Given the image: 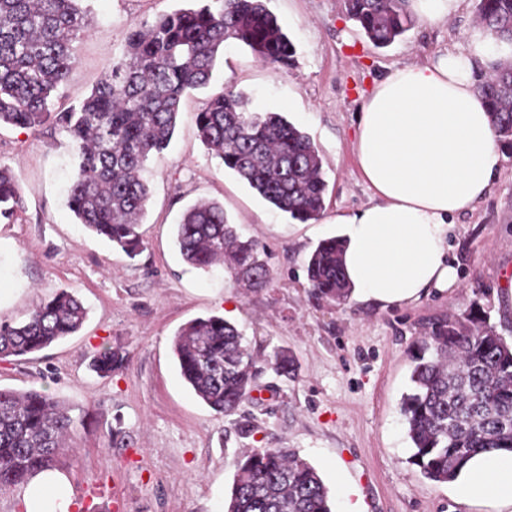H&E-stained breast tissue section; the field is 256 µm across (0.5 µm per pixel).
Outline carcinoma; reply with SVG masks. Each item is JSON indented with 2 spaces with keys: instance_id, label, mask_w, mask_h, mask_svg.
Wrapping results in <instances>:
<instances>
[{
  "instance_id": "1",
  "label": "carcinoma",
  "mask_w": 512,
  "mask_h": 512,
  "mask_svg": "<svg viewBox=\"0 0 512 512\" xmlns=\"http://www.w3.org/2000/svg\"><path fill=\"white\" fill-rule=\"evenodd\" d=\"M84 0H0V127L63 128L76 151L67 205L78 223L133 258L142 249L140 221L149 200L143 177L149 158L174 135L182 97L209 86L219 53L237 43L276 69L293 60L295 46L264 0H205L196 8L162 14L133 30L121 56L78 105L51 110L69 74L72 43L85 32ZM408 0H345L348 16L383 47L413 24ZM476 25L499 47L512 48V0H477ZM476 88L490 106L497 142L512 151V57L495 59ZM202 144L264 200L306 223L324 210L327 183L319 150L277 112H256L251 99L229 90L197 113ZM14 171L0 166V222L21 208ZM176 244L190 265L224 268L249 288L272 279L251 240L230 224L224 206L200 201L184 210ZM334 237L318 243L306 272L317 300L344 302L351 293ZM81 300L61 290L19 323L0 319V359L24 357L78 332L86 319ZM180 374L213 411L230 416L250 397L258 357L223 317L197 318L174 335ZM411 389L401 403L411 461L427 479L445 483L471 454L512 449V344L479 311L464 320H438L411 355ZM128 354L106 346L91 368L110 376ZM271 367L295 372L282 349ZM72 408L43 391L0 389V490L52 470L72 431ZM227 512H331L317 469L290 448H257L237 462Z\"/></svg>"
}]
</instances>
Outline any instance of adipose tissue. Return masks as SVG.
Wrapping results in <instances>:
<instances>
[{"instance_id": "ef3b65f1", "label": "adipose tissue", "mask_w": 512, "mask_h": 512, "mask_svg": "<svg viewBox=\"0 0 512 512\" xmlns=\"http://www.w3.org/2000/svg\"><path fill=\"white\" fill-rule=\"evenodd\" d=\"M488 52L476 37L436 61L391 68L363 102L355 148L374 201L336 218L355 300L385 308L458 288L453 219L485 198L502 158L473 78ZM449 486L468 512H512V450L476 452ZM25 503L27 512L73 506L56 471L30 480Z\"/></svg>"}]
</instances>
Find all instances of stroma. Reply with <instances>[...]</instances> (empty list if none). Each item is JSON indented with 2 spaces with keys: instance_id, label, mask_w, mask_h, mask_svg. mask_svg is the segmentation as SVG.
Returning <instances> with one entry per match:
<instances>
[{
  "instance_id": "1",
  "label": "stroma",
  "mask_w": 512,
  "mask_h": 512,
  "mask_svg": "<svg viewBox=\"0 0 512 512\" xmlns=\"http://www.w3.org/2000/svg\"><path fill=\"white\" fill-rule=\"evenodd\" d=\"M194 0H88L89 24L73 42L74 64L54 97L62 111L84 99L119 56L129 32ZM293 42L285 69L230 43L209 91L185 97L172 142L152 156L143 246L128 257L78 224L66 204L74 172L67 132L0 130V165L12 168L23 205L0 223V317L21 319L60 290L88 309L83 327L36 359L0 362V388L37 389L73 406L72 450L61 456L72 512H225L239 457L255 448H292L329 489L333 512H463L448 486L412 464L401 414L410 386L409 349L430 323L486 312L512 342V312L496 303L512 275V153L490 193L460 215L450 236L460 286L419 302L379 308L354 299L315 300L305 261L335 236L336 217L362 209L372 192L358 168L354 140L364 97L388 68L424 63L466 47L478 34L476 0L448 18L416 20L394 43L374 46L344 0H265ZM249 96L258 112L299 126L322 157L327 189L318 220L291 219L208 154L195 117L209 93ZM220 202L267 254L273 280L253 289L222 268L187 264L174 231L184 208ZM220 315L269 357L288 349L295 376L264 368L254 397L230 416L213 412L182 379L172 351L187 322ZM122 347L130 363L101 377L90 370L102 346Z\"/></svg>"
}]
</instances>
